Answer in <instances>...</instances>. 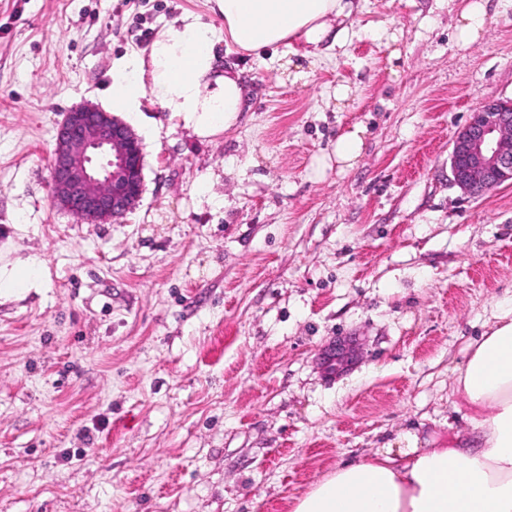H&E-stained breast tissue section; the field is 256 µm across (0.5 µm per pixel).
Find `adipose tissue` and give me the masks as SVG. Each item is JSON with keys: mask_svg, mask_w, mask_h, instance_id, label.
Instances as JSON below:
<instances>
[{"mask_svg": "<svg viewBox=\"0 0 512 512\" xmlns=\"http://www.w3.org/2000/svg\"><path fill=\"white\" fill-rule=\"evenodd\" d=\"M224 19L216 29L195 13L161 29L148 53L112 65V108L137 112L159 104L202 139L229 129L245 109V87L225 70L218 45L258 53L302 40L343 43L335 28L350 0H213ZM455 369V389L471 430L448 448L407 447L337 464L298 498L292 512H512V303H500L488 332Z\"/></svg>", "mask_w": 512, "mask_h": 512, "instance_id": "ef3b65f1", "label": "adipose tissue"}]
</instances>
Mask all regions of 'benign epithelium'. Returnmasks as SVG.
Listing matches in <instances>:
<instances>
[{
  "label": "benign epithelium",
  "mask_w": 512,
  "mask_h": 512,
  "mask_svg": "<svg viewBox=\"0 0 512 512\" xmlns=\"http://www.w3.org/2000/svg\"><path fill=\"white\" fill-rule=\"evenodd\" d=\"M512 181V103L488 101L453 140L450 182L475 196ZM55 203L80 220L99 222L133 209L143 191L139 137L123 121L91 105L79 106L58 126L51 160ZM350 352L328 354L342 370Z\"/></svg>",
  "instance_id": "1"
}]
</instances>
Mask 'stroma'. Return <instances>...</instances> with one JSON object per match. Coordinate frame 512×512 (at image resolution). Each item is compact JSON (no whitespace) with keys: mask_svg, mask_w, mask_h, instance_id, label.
<instances>
[{"mask_svg":"<svg viewBox=\"0 0 512 512\" xmlns=\"http://www.w3.org/2000/svg\"><path fill=\"white\" fill-rule=\"evenodd\" d=\"M350 37L223 62L248 109L200 139L121 119L144 191L107 223L52 199L64 115L209 0H0V512H290L337 463L469 432L453 367L512 299V183L450 184L455 133L512 100V8L453 40L452 0H357ZM345 84L348 98L332 91ZM366 129L357 165L319 168ZM353 363L328 373L336 342ZM42 262L36 258L29 259L22 266L14 268L4 279L0 270V288H20L33 283L40 272Z\"/></svg>","mask_w":512,"mask_h":512,"instance_id":"obj_1","label":"stroma"}]
</instances>
